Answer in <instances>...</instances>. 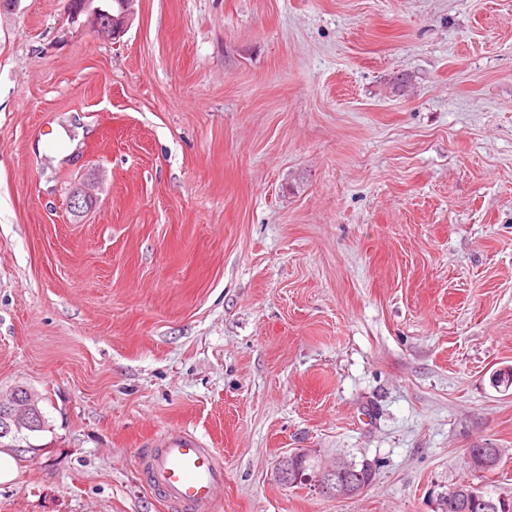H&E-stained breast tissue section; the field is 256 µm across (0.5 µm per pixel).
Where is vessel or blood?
Masks as SVG:
<instances>
[{
    "label": "vessel or blood",
    "mask_w": 512,
    "mask_h": 512,
    "mask_svg": "<svg viewBox=\"0 0 512 512\" xmlns=\"http://www.w3.org/2000/svg\"><path fill=\"white\" fill-rule=\"evenodd\" d=\"M137 465L173 512H215L223 498L222 454L188 429L156 435Z\"/></svg>",
    "instance_id": "obj_1"
}]
</instances>
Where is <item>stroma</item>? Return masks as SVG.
<instances>
[{"mask_svg": "<svg viewBox=\"0 0 512 512\" xmlns=\"http://www.w3.org/2000/svg\"><path fill=\"white\" fill-rule=\"evenodd\" d=\"M510 367L512 0L0 8V390L47 421L0 512H169L179 427L216 512H440L472 448L512 497ZM300 448L374 480L288 487ZM137 0H75L69 3L68 18L79 23L84 15L98 31H106L113 40L120 38L130 26ZM136 463L177 512H213L222 501L223 455L188 429L156 435Z\"/></svg>", "mask_w": 512, "mask_h": 512, "instance_id": "obj_1", "label": "stroma"}]
</instances>
